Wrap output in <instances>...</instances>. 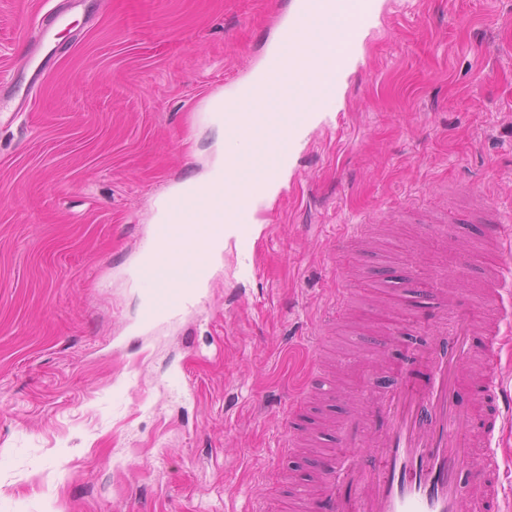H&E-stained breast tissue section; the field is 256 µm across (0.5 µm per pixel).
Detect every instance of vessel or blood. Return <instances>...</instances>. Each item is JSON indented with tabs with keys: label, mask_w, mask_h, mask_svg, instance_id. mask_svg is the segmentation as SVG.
<instances>
[{
	"label": "vessel or blood",
	"mask_w": 512,
	"mask_h": 512,
	"mask_svg": "<svg viewBox=\"0 0 512 512\" xmlns=\"http://www.w3.org/2000/svg\"><path fill=\"white\" fill-rule=\"evenodd\" d=\"M294 2L293 20L282 25L250 78L225 97L223 112L203 115L204 120L219 119L232 128L224 144L226 166L216 177L224 191L215 194L199 186L169 197L163 224L141 249L140 269L152 280L142 297L144 324L168 320L195 299L209 276L207 258L224 241L225 225H235L233 244L247 263H256L251 225L314 114L334 110L335 75L346 67L341 59L327 67L328 52L304 49L308 19L319 15L330 26L337 13L347 12L356 31L363 33L380 13L379 0ZM62 18L57 5L36 16L31 25L37 43H44ZM317 84L324 91L312 111H295V100ZM40 86L37 77L24 86L13 83L0 88V99L29 109ZM259 157L267 172L263 180L252 173ZM473 200L486 239L511 255L512 225L505 223L497 199L479 188ZM192 209L213 213L215 223H185ZM507 270L504 264L486 269L484 298L455 305L449 304L445 288L427 281L417 284L415 292L430 317L425 337L413 341L405 357H389L386 345H378L376 360L389 383L347 419L335 447L318 459L311 488L299 493L304 512H458L463 502L470 512H486L488 504L500 502L501 466L492 442L497 432L512 426V393L504 392L502 385L500 329L490 332L483 378L473 380L466 366L467 338L474 327L485 326L486 303L504 305L498 290ZM324 342L321 336L315 340L309 383L288 398L282 454L298 451L307 437L302 418L312 398L333 386L320 353ZM472 384L481 390L482 399L460 407V392Z\"/></svg>",
	"instance_id": "1"
}]
</instances>
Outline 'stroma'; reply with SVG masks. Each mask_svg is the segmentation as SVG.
<instances>
[{"label":"stroma","mask_w":512,"mask_h":512,"mask_svg":"<svg viewBox=\"0 0 512 512\" xmlns=\"http://www.w3.org/2000/svg\"><path fill=\"white\" fill-rule=\"evenodd\" d=\"M42 0H0V81L27 80ZM335 111L293 149L254 233L175 318L142 327L130 272L162 191L224 145L208 99L258 67L292 0H82L37 106L0 121V512H298L278 454L283 392L337 289L339 405L360 408L371 301L388 275L443 277L423 213L483 187L512 214V0H381ZM368 224L377 252H350ZM456 295L497 262L481 227Z\"/></svg>","instance_id":"35a3bbf8"}]
</instances>
